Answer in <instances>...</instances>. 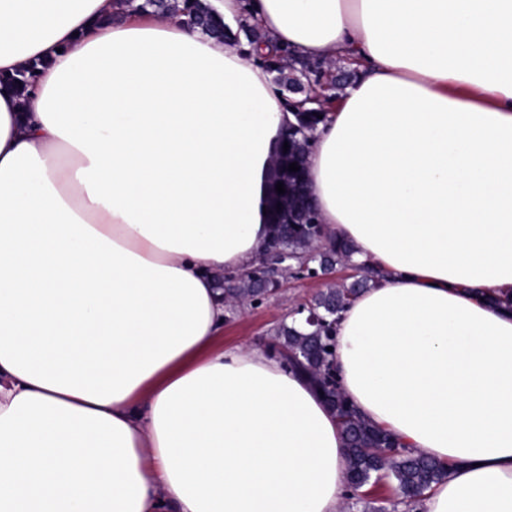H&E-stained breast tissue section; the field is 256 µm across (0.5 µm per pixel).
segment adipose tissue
Returning <instances> with one entry per match:
<instances>
[{
  "instance_id": "adipose-tissue-1",
  "label": "adipose tissue",
  "mask_w": 512,
  "mask_h": 512,
  "mask_svg": "<svg viewBox=\"0 0 512 512\" xmlns=\"http://www.w3.org/2000/svg\"><path fill=\"white\" fill-rule=\"evenodd\" d=\"M353 59L311 198L381 270L341 390L445 465L425 512H512V0H207ZM250 46L114 0H0V512H339V421L270 346L224 348L221 275L270 237L294 120ZM39 62H31L16 70L13 74L5 76L3 80L12 85L19 97H25L29 88L33 86Z\"/></svg>"
}]
</instances>
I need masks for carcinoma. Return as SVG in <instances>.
I'll list each match as a JSON object with an SVG mask.
<instances>
[{
	"instance_id": "obj_1",
	"label": "carcinoma",
	"mask_w": 512,
	"mask_h": 512,
	"mask_svg": "<svg viewBox=\"0 0 512 512\" xmlns=\"http://www.w3.org/2000/svg\"><path fill=\"white\" fill-rule=\"evenodd\" d=\"M134 12H148L158 17L182 16L185 22L209 34L227 46L262 42L263 34L244 19L237 28L229 27L215 15L204 0H121ZM257 61L271 76L283 104L295 111V122L288 125L281 142L289 149H279L272 160L273 183L284 184L285 193L271 190V235L268 255L281 253L292 261V268L306 278L325 276L339 265H350L357 276L315 294L303 315L314 314L321 319L317 325L301 328L296 321L282 322L274 328L270 343L277 347L285 361L305 373L320 389L325 401L340 419L347 445L348 481L362 487L370 481L388 480L405 506L414 508L423 491L447 476L437 461L421 454L399 450V443L390 434L371 424L347 401L333 372L331 358L336 321L350 300L369 288L381 272L369 264L353 265L352 246L337 239L320 223L307 187L306 163L312 149L314 133L321 123L319 116L336 96V87L321 83L325 62L295 55L288 49L267 48ZM38 62H31L4 77L18 96L23 97L33 86ZM300 170L291 172V163ZM227 311L233 313L249 305H257L280 288L263 264L236 276L217 282Z\"/></svg>"
}]
</instances>
